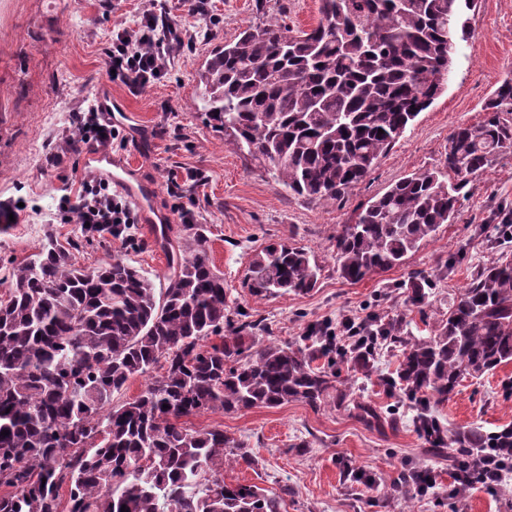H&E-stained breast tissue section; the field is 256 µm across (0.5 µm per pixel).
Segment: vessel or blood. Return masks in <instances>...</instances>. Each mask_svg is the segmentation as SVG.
<instances>
[{"label":"vessel or blood","instance_id":"b4317fda","mask_svg":"<svg viewBox=\"0 0 512 512\" xmlns=\"http://www.w3.org/2000/svg\"><path fill=\"white\" fill-rule=\"evenodd\" d=\"M104 115L112 123L132 126L135 117L125 104L116 98L102 100ZM82 163L85 168L112 182L137 207L140 218L153 239H160L161 228L166 217L155 206L156 189L153 183L143 179L139 170L122 154L108 150L84 153Z\"/></svg>","mask_w":512,"mask_h":512}]
</instances>
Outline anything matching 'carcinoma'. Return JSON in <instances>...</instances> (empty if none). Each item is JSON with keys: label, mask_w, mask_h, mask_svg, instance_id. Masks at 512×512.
I'll use <instances>...</instances> for the list:
<instances>
[{"label": "carcinoma", "mask_w": 512, "mask_h": 512, "mask_svg": "<svg viewBox=\"0 0 512 512\" xmlns=\"http://www.w3.org/2000/svg\"><path fill=\"white\" fill-rule=\"evenodd\" d=\"M319 2L308 31L249 25L215 48L198 73L195 106L289 192L328 205L362 183L444 92L465 25L459 0ZM486 112L451 133L443 168L401 178L342 225V279L400 266L454 223L472 179L512 149V80ZM205 232L195 225L177 250L163 236L170 273L158 287L119 256L80 266L50 235L10 262L0 296V512H282L280 496L225 481V466L257 464L252 449L184 419L294 401L319 407L334 392L360 420L379 422L352 382H336L333 361L314 365L336 351V337L311 327L298 341L267 342L262 322L233 318ZM320 274L308 248L270 243L246 285L259 296L303 295ZM428 284L411 276L407 304L423 305ZM374 329L400 347L387 385L418 402L427 447L464 456L512 448V427L450 432L426 406L512 364V260L477 270L430 335H409L399 318ZM342 355L353 372L373 366L372 354ZM138 375L147 378L141 392L113 404Z\"/></svg>", "instance_id": "obj_1"}]
</instances>
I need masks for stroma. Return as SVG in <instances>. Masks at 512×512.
<instances>
[{"mask_svg":"<svg viewBox=\"0 0 512 512\" xmlns=\"http://www.w3.org/2000/svg\"><path fill=\"white\" fill-rule=\"evenodd\" d=\"M144 0H0V205L13 222L0 233V277L10 261L35 253L46 235L72 244V257L93 268L121 254L148 276L168 272L164 252L145 225L124 242L102 237L85 242L78 225L66 222L59 206L65 188L84 174L80 156L60 167L47 154L73 128L72 113L87 97L104 91L122 99L143 133L124 151L136 157L144 179L155 184L156 202L168 216L172 240L192 232L175 212L195 211L209 232L208 254L223 273L232 311L263 320L264 340L294 341L309 326L337 323L343 315L402 316L414 334L447 313L448 303L490 258H512V239L487 223L491 206L512 207V150L504 152L468 186L454 223L385 273L350 283L337 272L335 238L356 209L413 172L443 163L448 137L461 124L483 119L495 89L512 78V0H475L462 11L468 35L458 41L444 93L421 112L371 174L333 205H316L291 195L245 158L205 112L192 109L198 71L210 50L252 24L278 21L308 30L319 20V0H207L203 14L190 16L170 0L169 19L185 34L168 74L137 95L110 81L105 50L114 24L132 20ZM198 171L204 184L186 182L169 196V175ZM297 241L317 256L321 276L304 295L257 296L245 284L255 250L272 242ZM428 274L430 294L422 307H405L402 283L411 273ZM398 351L383 350L370 376H357L355 392L378 411L393 413V424L370 426L348 407L328 401L319 408L292 402L277 408L191 417L199 429H221L253 448L258 463L225 468L229 482L256 485L284 496L283 512H454L448 497V454L429 451L418 434L414 403L387 390L384 380L397 365ZM448 429L512 426V364L461 383L435 409ZM434 470L427 494L404 498L393 480L399 472ZM355 469L375 478L367 485Z\"/></svg>","mask_w":512,"mask_h":512,"instance_id":"35a3bbf8","label":"stroma"}]
</instances>
